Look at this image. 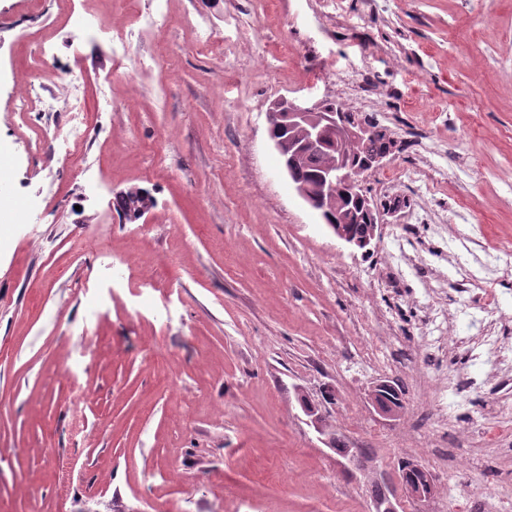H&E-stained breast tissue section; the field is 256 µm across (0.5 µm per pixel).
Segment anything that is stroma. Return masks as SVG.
<instances>
[{
	"mask_svg": "<svg viewBox=\"0 0 512 512\" xmlns=\"http://www.w3.org/2000/svg\"><path fill=\"white\" fill-rule=\"evenodd\" d=\"M57 2L0 0V512H374L380 487L399 512H475L511 495L497 477L512 456L484 447L475 421L488 404L512 411V386L449 397L462 361L425 316L463 313L479 331L473 291L434 258L445 240L512 248V0H376L368 20L363 0H342L362 48L328 26L331 0H169L127 62L107 27H135L154 0H71L66 16ZM92 14L106 27L82 38ZM41 37L84 84V174L58 151L64 112L42 106L57 80H30ZM364 69L392 141L365 185L383 203L397 171L402 204L368 255L296 195L267 121L277 98L330 101L337 71ZM27 87L40 100L22 111ZM419 137L440 143L429 181L411 177ZM132 187L155 201L137 220L118 207ZM402 239L420 274H385ZM71 372L89 390L77 405ZM383 381L403 402L392 418L370 401ZM304 397L357 463L322 443ZM408 463L431 474L430 499L400 491Z\"/></svg>",
	"mask_w": 512,
	"mask_h": 512,
	"instance_id": "35a3bbf8",
	"label": "stroma"
}]
</instances>
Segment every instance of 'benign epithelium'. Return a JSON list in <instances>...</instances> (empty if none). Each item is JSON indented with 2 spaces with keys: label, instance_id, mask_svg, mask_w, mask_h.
<instances>
[{
  "label": "benign epithelium",
  "instance_id": "1",
  "mask_svg": "<svg viewBox=\"0 0 512 512\" xmlns=\"http://www.w3.org/2000/svg\"><path fill=\"white\" fill-rule=\"evenodd\" d=\"M288 108L286 116L289 123L299 124L306 129V139L296 148L290 151V155L284 154V149L279 141H274V146L278 153L282 155L284 170L289 178L292 179L297 195L310 207L314 208L325 203L326 199L336 194V188H344L354 199H362L366 205H371V200L365 193V184L363 174L376 170L382 165V161L387 157L385 152H376L366 159L363 166H354L347 162L345 158V147L352 141L367 140L371 137L373 128L364 122H356L352 125L342 124L338 120V115L333 112L325 111L324 104L321 102L309 104L297 98H283L273 104L268 112V121H273L276 112L282 108ZM326 150L336 151L338 162L333 168H329L320 174L318 184L314 191L294 179V164L297 158L303 155H310ZM381 223L380 211L372 209V220L367 234L354 239L347 233L342 226L331 224L329 228L334 235L352 248H358L366 252L370 251V246L376 237L378 224ZM303 410L310 417V422L315 430L324 436L323 443L328 447H333L331 434H329L323 425V417L318 412V408L312 405L303 404ZM417 473V477L408 480L403 479V485L410 499L421 501L431 496L433 491V479L431 474L425 469L413 465L411 466Z\"/></svg>",
  "mask_w": 512,
  "mask_h": 512
}]
</instances>
